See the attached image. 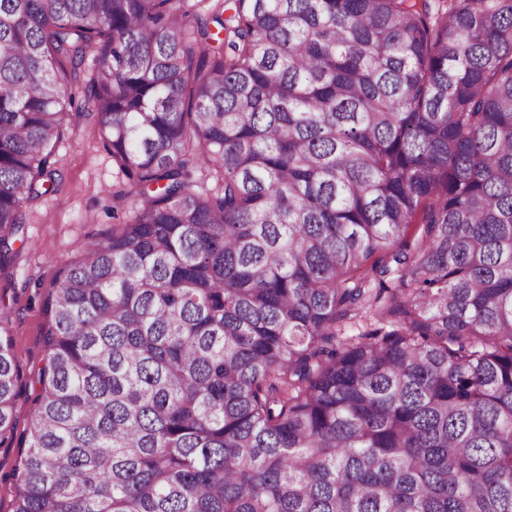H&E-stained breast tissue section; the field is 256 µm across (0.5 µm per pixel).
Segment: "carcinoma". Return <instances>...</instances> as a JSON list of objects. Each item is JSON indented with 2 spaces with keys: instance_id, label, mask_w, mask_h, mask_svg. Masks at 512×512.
Returning a JSON list of instances; mask_svg holds the SVG:
<instances>
[{
  "instance_id": "1",
  "label": "carcinoma",
  "mask_w": 512,
  "mask_h": 512,
  "mask_svg": "<svg viewBox=\"0 0 512 512\" xmlns=\"http://www.w3.org/2000/svg\"><path fill=\"white\" fill-rule=\"evenodd\" d=\"M89 55L13 512H512V0H0V270Z\"/></svg>"
}]
</instances>
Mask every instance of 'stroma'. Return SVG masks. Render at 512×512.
Instances as JSON below:
<instances>
[{"instance_id": "35a3bbf8", "label": "stroma", "mask_w": 512, "mask_h": 512, "mask_svg": "<svg viewBox=\"0 0 512 512\" xmlns=\"http://www.w3.org/2000/svg\"><path fill=\"white\" fill-rule=\"evenodd\" d=\"M91 69V63H84L72 84L82 111L71 116L56 150L54 183L45 195L24 205L23 244L0 272V312L9 319L15 361L23 374L14 436L0 442V512L13 509L15 476L25 453L20 439L28 432L37 394L33 377L46 362L42 331L52 283L85 242L111 236L129 212L128 206L116 205L112 198L119 179L99 138V117L84 92Z\"/></svg>"}]
</instances>
